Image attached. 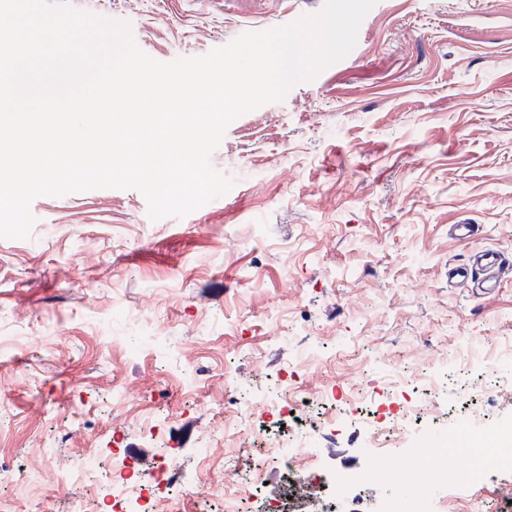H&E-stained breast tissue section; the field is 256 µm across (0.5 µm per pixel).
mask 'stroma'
<instances>
[{
    "label": "stroma",
    "instance_id": "35a3bbf8",
    "mask_svg": "<svg viewBox=\"0 0 512 512\" xmlns=\"http://www.w3.org/2000/svg\"><path fill=\"white\" fill-rule=\"evenodd\" d=\"M62 2L128 23L169 62L325 0ZM211 163L235 185L184 218L154 221L139 191L95 189L36 198L31 237L0 239V317L18 336L0 347V496L18 512L95 507L98 482L63 476L116 436L151 474L147 417L198 478L179 512H224L225 477L259 458L206 445L224 430L225 371L241 403L288 377L309 392L372 389L396 366L428 368L464 343L479 359L512 336V281L480 295L449 277L478 248L512 258V0H378L349 56L233 121ZM465 222L480 228L469 242L453 233ZM196 365L209 377L189 391ZM437 382L442 405L408 446L454 448L453 465L433 467H452L470 512H502L512 468L473 482L457 433L512 428V390ZM336 414L341 431L321 428L310 450L325 472L360 461L371 433L348 403Z\"/></svg>",
    "mask_w": 512,
    "mask_h": 512
}]
</instances>
